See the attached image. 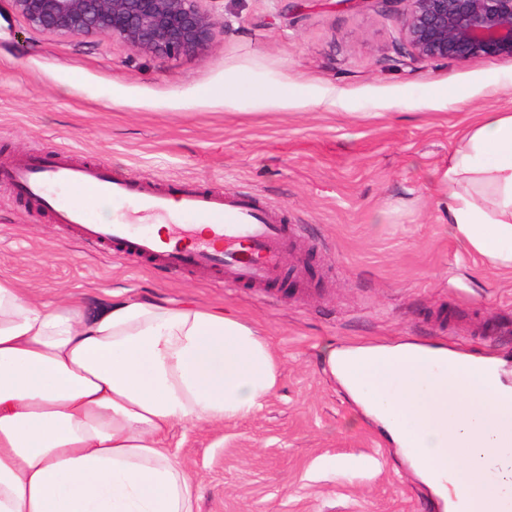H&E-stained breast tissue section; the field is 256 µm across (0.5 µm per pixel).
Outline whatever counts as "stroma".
<instances>
[{
  "mask_svg": "<svg viewBox=\"0 0 512 512\" xmlns=\"http://www.w3.org/2000/svg\"><path fill=\"white\" fill-rule=\"evenodd\" d=\"M201 7L216 21L208 47L167 59L33 29L0 0V163L64 150L150 187L250 193L301 227L285 280L227 288L87 247L5 182L0 276L50 305L194 304L259 331L277 360L273 393L246 417L168 434L200 484L197 512H443L323 355L413 340L496 358L512 386V272L449 235L435 187L478 113H512V59L411 58L397 0ZM243 70L335 100L312 110L298 98L281 108L205 96Z\"/></svg>",
  "mask_w": 512,
  "mask_h": 512,
  "instance_id": "35a3bbf8",
  "label": "stroma"
}]
</instances>
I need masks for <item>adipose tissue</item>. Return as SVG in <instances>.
<instances>
[{
    "mask_svg": "<svg viewBox=\"0 0 512 512\" xmlns=\"http://www.w3.org/2000/svg\"><path fill=\"white\" fill-rule=\"evenodd\" d=\"M208 93L284 107L297 89L233 74ZM438 185L449 234L512 271V113H481ZM276 384L273 353L231 312L118 298L53 309L0 277V512H195L169 430L247 416Z\"/></svg>",
    "mask_w": 512,
    "mask_h": 512,
    "instance_id": "1",
    "label": "adipose tissue"
}]
</instances>
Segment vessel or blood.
<instances>
[{"instance_id": "b4317fda", "label": "vessel or blood", "mask_w": 512, "mask_h": 512, "mask_svg": "<svg viewBox=\"0 0 512 512\" xmlns=\"http://www.w3.org/2000/svg\"><path fill=\"white\" fill-rule=\"evenodd\" d=\"M0 177L52 209L57 223L84 243L175 273L220 278L234 288L272 287L286 250L297 240L291 225L252 197L193 188L171 196L113 175L107 166L72 163L62 153L2 164ZM102 202L116 211L109 222L97 223L92 208ZM135 213L169 221L167 233L135 232ZM184 215L189 218L185 224L180 221Z\"/></svg>"}]
</instances>
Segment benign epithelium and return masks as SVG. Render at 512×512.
<instances>
[{"instance_id":"benign-epithelium-1","label":"benign epithelium","mask_w":512,"mask_h":512,"mask_svg":"<svg viewBox=\"0 0 512 512\" xmlns=\"http://www.w3.org/2000/svg\"><path fill=\"white\" fill-rule=\"evenodd\" d=\"M41 31L117 38L163 58L198 54L215 20L201 0H9ZM401 28L411 56L465 62L512 59V0H399Z\"/></svg>"}]
</instances>
